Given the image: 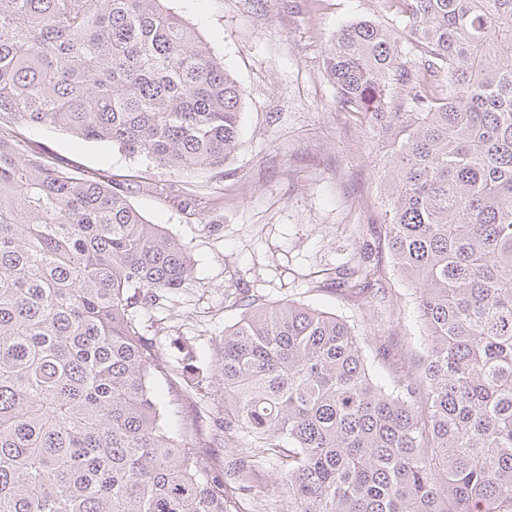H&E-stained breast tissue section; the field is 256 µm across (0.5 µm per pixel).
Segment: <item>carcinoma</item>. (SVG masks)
Listing matches in <instances>:
<instances>
[{"instance_id":"1","label":"carcinoma","mask_w":512,"mask_h":512,"mask_svg":"<svg viewBox=\"0 0 512 512\" xmlns=\"http://www.w3.org/2000/svg\"><path fill=\"white\" fill-rule=\"evenodd\" d=\"M167 0H0V512H239L280 468L279 512H512V0H402L404 38L362 19L323 68L381 145L379 241L424 326L414 366L369 363L336 315L235 297L213 376L226 479L171 434L169 375L135 313L193 277L129 187L35 154L20 123L220 169L244 90ZM383 269L343 278L364 302Z\"/></svg>"}]
</instances>
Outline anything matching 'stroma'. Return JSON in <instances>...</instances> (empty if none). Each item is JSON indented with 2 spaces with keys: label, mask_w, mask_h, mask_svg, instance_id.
<instances>
[{
  "label": "stroma",
  "mask_w": 512,
  "mask_h": 512,
  "mask_svg": "<svg viewBox=\"0 0 512 512\" xmlns=\"http://www.w3.org/2000/svg\"><path fill=\"white\" fill-rule=\"evenodd\" d=\"M224 62L245 97L240 147L217 170L176 174L108 142L82 141L45 126L21 133L36 152L86 176L131 183L132 205L186 245L195 273L135 319L172 370L156 392L173 433L195 424L202 473L220 474L229 449L213 437L224 414L218 393L182 390L212 364L226 325L241 314L236 289L257 304L288 300L338 315L360 333L396 314L386 334L392 359L420 353L421 322L410 290L378 243L376 141L336 103L322 67L339 27L360 19L394 24L401 0H168ZM383 268L386 295L365 307L338 285L358 258Z\"/></svg>",
  "instance_id": "1"
}]
</instances>
